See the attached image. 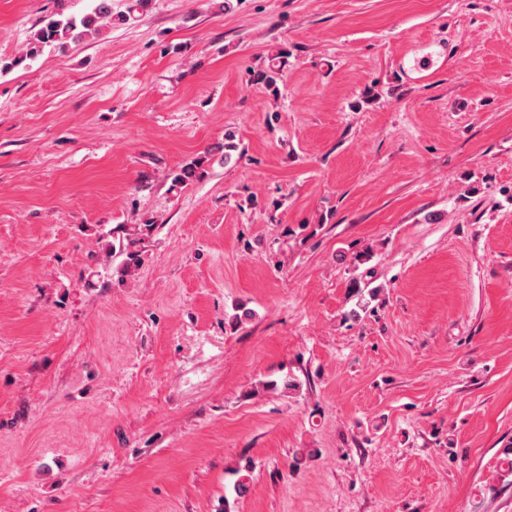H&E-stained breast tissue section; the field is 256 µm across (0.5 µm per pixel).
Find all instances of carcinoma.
Listing matches in <instances>:
<instances>
[{
	"mask_svg": "<svg viewBox=\"0 0 512 512\" xmlns=\"http://www.w3.org/2000/svg\"><path fill=\"white\" fill-rule=\"evenodd\" d=\"M112 21V10L108 0H100L95 9L80 17L56 18L49 16L43 20V25L35 34L33 42L20 58L10 62L0 63V71H8L21 64L26 59L36 58L45 47L53 46L61 51L66 50L70 44L79 42L87 36L96 33L101 26ZM288 55L287 50L278 48L270 51L268 63L261 69L252 71V81L262 85L271 95L280 92L279 84L283 82V59ZM236 144L224 136V142L209 146L202 155L190 162L172 170L169 173L171 187L187 185L199 181L207 175L210 160L214 156H221L224 164H229L233 158Z\"/></svg>",
	"mask_w": 512,
	"mask_h": 512,
	"instance_id": "obj_1",
	"label": "carcinoma"
}]
</instances>
